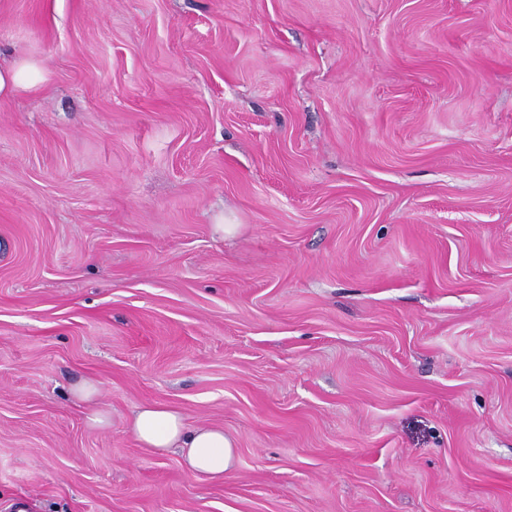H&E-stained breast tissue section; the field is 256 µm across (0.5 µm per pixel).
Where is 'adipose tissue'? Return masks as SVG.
<instances>
[{
    "label": "adipose tissue",
    "mask_w": 512,
    "mask_h": 512,
    "mask_svg": "<svg viewBox=\"0 0 512 512\" xmlns=\"http://www.w3.org/2000/svg\"><path fill=\"white\" fill-rule=\"evenodd\" d=\"M44 80L45 72L37 63L15 60L10 66H0V97L37 89ZM130 430L145 447L177 450L196 475L220 479L237 462L235 445L223 428L189 424L180 412L164 404L137 408Z\"/></svg>",
    "instance_id": "adipose-tissue-1"
}]
</instances>
